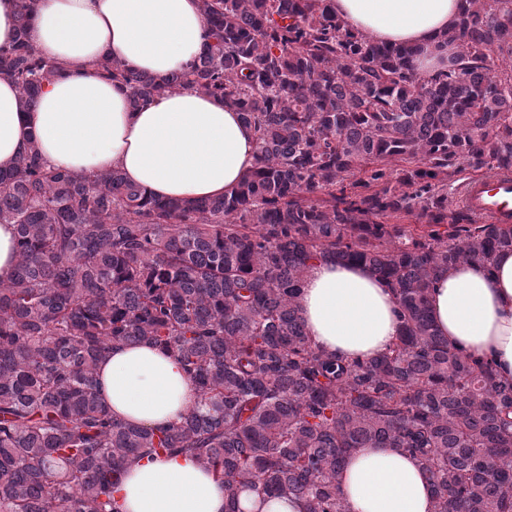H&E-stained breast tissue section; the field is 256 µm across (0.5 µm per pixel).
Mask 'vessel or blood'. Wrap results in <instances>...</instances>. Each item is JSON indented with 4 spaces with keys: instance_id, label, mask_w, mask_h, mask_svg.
Returning a JSON list of instances; mask_svg holds the SVG:
<instances>
[{
    "instance_id": "1",
    "label": "vessel or blood",
    "mask_w": 512,
    "mask_h": 512,
    "mask_svg": "<svg viewBox=\"0 0 512 512\" xmlns=\"http://www.w3.org/2000/svg\"><path fill=\"white\" fill-rule=\"evenodd\" d=\"M458 198L471 215L498 224L512 223V172H495L464 182Z\"/></svg>"
}]
</instances>
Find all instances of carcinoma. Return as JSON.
<instances>
[{"label":"carcinoma","mask_w":512,"mask_h":512,"mask_svg":"<svg viewBox=\"0 0 512 512\" xmlns=\"http://www.w3.org/2000/svg\"><path fill=\"white\" fill-rule=\"evenodd\" d=\"M330 0H200L207 44L161 78L93 64L129 105L184 87L253 129L257 163L217 198L156 199L117 167L76 176L36 142L0 169V223L16 264L0 283V512H120L112 488L145 458L191 454L306 512H347L346 456L373 443L424 465L434 512H512V383L440 335L438 275L494 264L512 224L448 216L461 165L512 169V0H462L448 69L422 80L417 49L348 30ZM20 0L0 74L20 111L64 67L37 54ZM426 219L409 231L382 219ZM360 263L392 289L401 333L382 356L315 347L299 292L315 260ZM157 347L194 380L179 423L117 422L98 362Z\"/></svg>","instance_id":"cac0c4a2"}]
</instances>
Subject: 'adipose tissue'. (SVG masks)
I'll return each mask as SVG.
<instances>
[{
    "label": "adipose tissue",
    "mask_w": 512,
    "mask_h": 512,
    "mask_svg": "<svg viewBox=\"0 0 512 512\" xmlns=\"http://www.w3.org/2000/svg\"><path fill=\"white\" fill-rule=\"evenodd\" d=\"M349 28L378 43L411 45L420 78L444 67L442 36L459 0H331ZM208 31L200 0H39L30 38L65 63L29 112L0 76V167L37 143L44 161L80 175L120 167L159 198H214L257 162L256 139L238 112L182 90L130 108L126 88L94 76L110 54L135 71L165 77L189 64ZM299 305L312 343L347 360L386 353L400 331L389 288L358 264L312 262ZM430 308L442 336L491 361L512 381V252L493 265L469 262L439 275ZM100 393L114 418L161 428L193 406L195 389L177 360L149 345L119 346L99 363ZM348 512H433L421 462L396 448H357L339 483ZM121 512H224V477L188 456L142 460L115 488Z\"/></svg>",
    "instance_id": "1"
}]
</instances>
